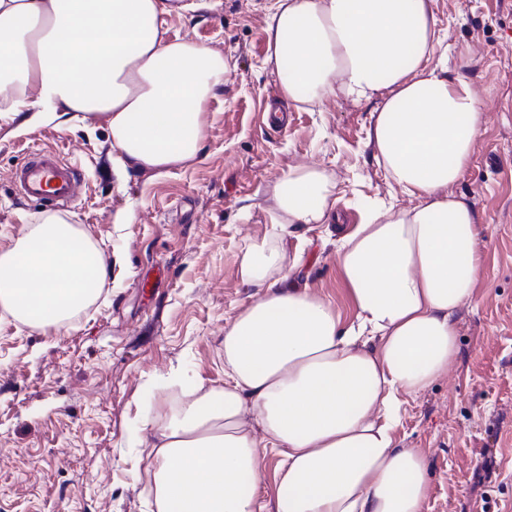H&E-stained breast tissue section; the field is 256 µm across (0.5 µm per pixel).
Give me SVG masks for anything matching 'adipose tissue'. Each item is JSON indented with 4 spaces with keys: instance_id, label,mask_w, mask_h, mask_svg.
Segmentation results:
<instances>
[{
    "instance_id": "1",
    "label": "adipose tissue",
    "mask_w": 512,
    "mask_h": 512,
    "mask_svg": "<svg viewBox=\"0 0 512 512\" xmlns=\"http://www.w3.org/2000/svg\"><path fill=\"white\" fill-rule=\"evenodd\" d=\"M163 0H0V123L103 115L120 164L165 171L196 159L204 106L232 70L167 37ZM266 63L300 105L375 103L377 163L407 196L336 249L355 310L290 283L293 224H326L336 184L316 164L273 186V230L244 250L243 283L263 294L224 327V384L183 387L161 427L157 512H262L268 450L281 454L274 512H424L425 458L397 447L402 399L447 377L455 314L484 265L468 200L452 192L473 162L483 114L469 84L429 66L440 43L432 0H274ZM107 268L76 214L23 225L0 253V307L58 330L101 295Z\"/></svg>"
}]
</instances>
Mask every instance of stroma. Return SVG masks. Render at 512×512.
<instances>
[{
	"instance_id": "35a3bbf8",
	"label": "stroma",
	"mask_w": 512,
	"mask_h": 512,
	"mask_svg": "<svg viewBox=\"0 0 512 512\" xmlns=\"http://www.w3.org/2000/svg\"><path fill=\"white\" fill-rule=\"evenodd\" d=\"M273 0H169V38L223 54L230 81L205 106L203 150L159 172L121 167L106 118L18 127L0 123V253L24 204L12 171L28 146L85 171L70 207L103 250L99 300L65 330L15 322L0 309V512H152L157 429L181 384H224V326L259 296L244 284L247 244L272 229L271 188L308 163L336 183V218L295 224L304 250L292 282L351 318L336 266L342 234L377 202L408 205L378 166L374 107L339 97L293 108L288 128L265 122L279 96L265 63ZM441 44L430 66L469 82L485 114L469 171L453 187L472 205L485 264L455 315L459 355L447 378L405 398L398 447L425 454L424 512H512V0H433Z\"/></svg>"
}]
</instances>
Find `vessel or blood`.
Segmentation results:
<instances>
[{"label":"vessel or blood","mask_w":512,"mask_h":512,"mask_svg":"<svg viewBox=\"0 0 512 512\" xmlns=\"http://www.w3.org/2000/svg\"><path fill=\"white\" fill-rule=\"evenodd\" d=\"M12 180L28 201L64 209L78 192L81 170L78 163L63 161L54 152L30 149L15 166Z\"/></svg>","instance_id":"b4317fda"}]
</instances>
